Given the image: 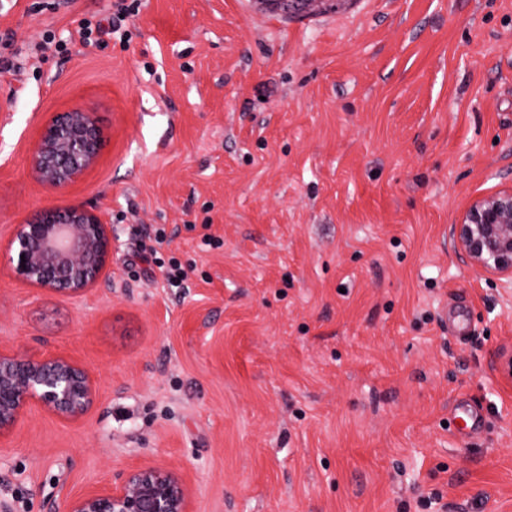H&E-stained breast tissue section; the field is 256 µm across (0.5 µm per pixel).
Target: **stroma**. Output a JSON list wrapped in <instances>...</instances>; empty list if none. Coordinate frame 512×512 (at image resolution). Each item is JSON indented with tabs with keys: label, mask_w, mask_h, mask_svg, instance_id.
Listing matches in <instances>:
<instances>
[{
	"label": "stroma",
	"mask_w": 512,
	"mask_h": 512,
	"mask_svg": "<svg viewBox=\"0 0 512 512\" xmlns=\"http://www.w3.org/2000/svg\"><path fill=\"white\" fill-rule=\"evenodd\" d=\"M140 3L60 54L31 47L112 0H0V240L50 206L116 234L79 297L0 267V345L97 386L0 439V512L155 465L191 512H512V295L448 245L512 186V0ZM77 104L101 157L46 188L31 147Z\"/></svg>",
	"instance_id": "1"
}]
</instances>
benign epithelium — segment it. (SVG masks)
I'll return each mask as SVG.
<instances>
[{
    "mask_svg": "<svg viewBox=\"0 0 512 512\" xmlns=\"http://www.w3.org/2000/svg\"><path fill=\"white\" fill-rule=\"evenodd\" d=\"M286 15L314 0H262ZM103 149L95 112L82 106L53 113L30 151L28 169L42 185L67 187L90 170ZM448 244L463 263L497 277L512 292V186L478 197L450 226ZM112 254V225L83 207L42 208L17 224L5 261L24 281L80 296L98 282ZM89 370L61 355L33 358L0 348V438L38 407L66 421L81 419L96 399ZM66 512H190L185 485L172 470L145 467L118 477L100 493L74 498Z\"/></svg>",
    "mask_w": 512,
    "mask_h": 512,
    "instance_id": "obj_1",
    "label": "benign epithelium"
}]
</instances>
